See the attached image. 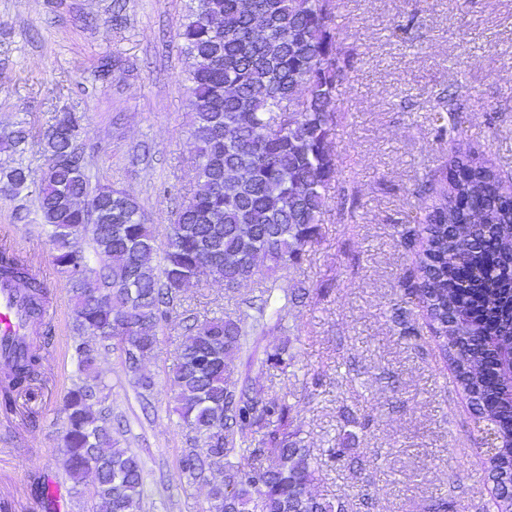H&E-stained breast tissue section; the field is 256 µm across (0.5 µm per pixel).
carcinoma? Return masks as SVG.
<instances>
[{
    "mask_svg": "<svg viewBox=\"0 0 512 512\" xmlns=\"http://www.w3.org/2000/svg\"><path fill=\"white\" fill-rule=\"evenodd\" d=\"M333 0H193L179 38L191 59L192 171L204 190L173 213L159 262L153 225L137 197L92 184L79 151V118L54 117L43 132L48 164L34 202L49 227L53 263L69 285L76 375L63 397L61 453L72 489L92 512H143L144 466L120 447L102 381V351L121 352L144 397L155 387L143 369L155 356L158 329L193 282H224L234 298L255 281L260 303L240 299L231 314L186 325L167 383L194 446L178 455L189 484L209 486L206 512H348L345 500L311 491L322 459L290 429L284 397L247 376L290 365L288 342L257 353L268 321L288 335V310L304 288L281 287L276 273L298 265L319 243L336 175L330 143L347 60L336 47ZM453 97L437 98L433 122L445 134L456 120ZM26 132L0 140L22 152ZM445 186L418 206L401 243H422L416 281L402 283L426 312L454 366L477 423L501 447L488 459L498 512H512V379L502 353L512 347V184L461 149L445 162ZM33 183L28 167H0V197ZM0 277L24 285L29 317L43 319L47 292L23 257L0 252ZM46 356L30 347L4 373L0 390L32 392Z\"/></svg>",
    "mask_w": 512,
    "mask_h": 512,
    "instance_id": "obj_1",
    "label": "carcinoma"
}]
</instances>
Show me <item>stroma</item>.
Masks as SVG:
<instances>
[{
	"label": "stroma",
	"instance_id": "1",
	"mask_svg": "<svg viewBox=\"0 0 512 512\" xmlns=\"http://www.w3.org/2000/svg\"><path fill=\"white\" fill-rule=\"evenodd\" d=\"M336 46L349 60L336 103V178L322 240L288 272L310 297L288 314L294 373L256 374L283 395L289 420L324 454L349 439L347 459L324 466L313 491L349 512H494L495 483L477 443L473 407L441 353L425 312L409 303L412 335L391 318L415 253L398 226L422 185L441 182L457 143L512 174V0H336ZM0 0V136L26 128L23 161L46 164L42 133L57 113L81 118L79 149L92 182L134 194L151 223L169 224L196 184L188 166L190 62L178 32L190 0ZM114 66L100 77L103 58ZM453 93L459 131L438 136L435 98ZM30 258L55 314L38 338L49 366L31 397L0 398V502L50 512L47 482L66 485L62 398L74 377L71 304L32 199L0 198V249ZM145 364L149 400L131 386L119 351L100 362L121 447L145 463V512H205L208 490L180 481L188 431L165 372L185 315L234 311L218 281L190 284Z\"/></svg>",
	"mask_w": 512,
	"mask_h": 512
}]
</instances>
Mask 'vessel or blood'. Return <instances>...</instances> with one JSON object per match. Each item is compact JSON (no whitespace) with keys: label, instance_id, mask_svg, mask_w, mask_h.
Returning <instances> with one entry per match:
<instances>
[{"label":"vessel or blood","instance_id":"b4317fda","mask_svg":"<svg viewBox=\"0 0 512 512\" xmlns=\"http://www.w3.org/2000/svg\"><path fill=\"white\" fill-rule=\"evenodd\" d=\"M39 325L25 311V290L21 283L0 279V372L7 371L18 352L28 348Z\"/></svg>","mask_w":512,"mask_h":512}]
</instances>
